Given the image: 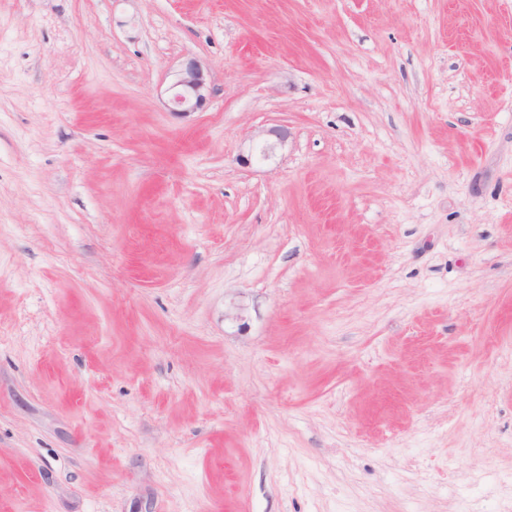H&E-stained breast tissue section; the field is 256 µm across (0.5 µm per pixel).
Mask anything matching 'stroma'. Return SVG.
<instances>
[{
	"instance_id": "obj_1",
	"label": "stroma",
	"mask_w": 512,
	"mask_h": 512,
	"mask_svg": "<svg viewBox=\"0 0 512 512\" xmlns=\"http://www.w3.org/2000/svg\"><path fill=\"white\" fill-rule=\"evenodd\" d=\"M477 468L512 512V0H0V512H468ZM176 76L173 86L176 90L170 99V111L186 115L201 110L213 94L203 63L196 58L187 59L181 64Z\"/></svg>"
}]
</instances>
